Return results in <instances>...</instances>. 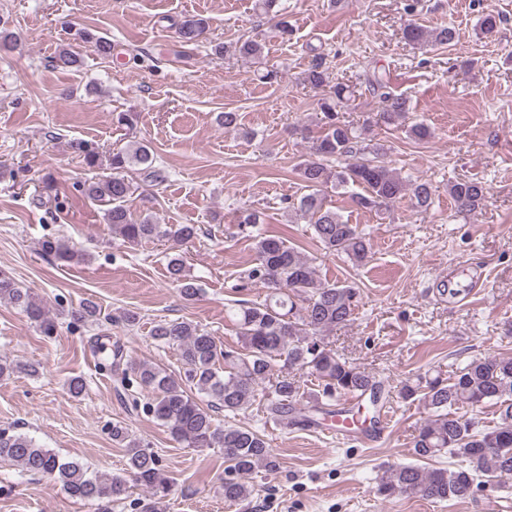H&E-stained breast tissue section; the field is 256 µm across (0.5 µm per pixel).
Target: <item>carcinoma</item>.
<instances>
[{"mask_svg":"<svg viewBox=\"0 0 512 512\" xmlns=\"http://www.w3.org/2000/svg\"><path fill=\"white\" fill-rule=\"evenodd\" d=\"M278 0H257L258 9L271 16L281 39L292 29L275 7ZM203 17L192 16L177 27L181 42L195 45L207 31ZM70 41L59 50L56 64L78 68L81 49L89 46L103 59L112 57V41L87 28H70ZM405 41L414 46H452L458 33L452 26L429 30L417 23L403 31ZM265 45L244 41L238 53L251 59L264 55ZM379 94L384 107L381 120L395 125L406 120L410 102L388 91L384 74L368 80ZM352 85L338 81L321 99L324 127L312 147L310 158L299 167L307 193L288 206V210L309 218L314 238L332 254L345 256L359 264L367 260L368 244L358 227L348 223L336 210L326 206L329 188L361 189L354 194L358 207L377 212L406 195L415 207L426 208L432 202L433 185L426 180L408 181L385 159L381 145H371L352 125L339 120V109L353 96ZM112 174L88 182L85 195L105 206L112 231L128 244L166 238L177 244L192 240L193 224H156L151 216L137 221L126 207L132 194L127 173L136 168L145 178L164 182L155 166L150 149L134 142L125 150L112 153ZM448 194L460 213H474L486 199L485 186L473 179H457L448 185ZM261 216L250 210L238 218V233L254 242V259L241 276L239 288L262 285L267 289L264 302L239 301L230 315L237 329V346H226L206 329L191 321L163 320L151 330L152 338L178 352L183 375L177 377L154 364L129 361L121 372V384L127 391L134 386L151 390L153 397L142 404L132 398V406L143 407L167 428L171 436L187 448H220L224 451V501L247 500L254 488L246 482L257 469L273 472L278 462L263 435L251 427L231 422L254 404L264 405L266 413L283 426L301 421L319 426L322 419L335 413L336 402L344 398L369 397L372 406L380 399L381 385L376 376L327 347L326 335L348 324L356 307L357 291L350 285L328 283L315 274L313 259L282 236L260 227ZM42 252L70 263L79 251L59 240L47 239ZM168 273L185 301H193L201 288L185 274L181 255L168 261ZM19 308L40 332L51 336L56 322L38 303L28 288L0 271V302ZM279 372H274L276 362ZM317 381V389L301 391L297 372ZM210 399L204 407L186 387ZM404 400L418 399L428 410L426 420L415 430L412 448L419 459H432L444 453L457 459L454 468L426 469L416 464H391L378 477L377 492L383 497L414 494L435 501L466 499L478 477L500 485L512 479V358L486 356L475 358L454 376L428 378L425 385L405 382L399 390ZM493 402L499 405V423L492 429H480L471 418L455 409H471ZM224 411V425L214 422L211 409ZM112 439L125 444L124 474L111 477L90 475L79 463L62 459L32 437L0 429V460H9L29 475H44L59 482L66 493L80 501L98 503L99 512H112V503L126 495L128 481L147 489L152 497L146 512H158L168 497L171 481L161 467L158 455L129 438L122 425L112 426Z\"/></svg>","mask_w":512,"mask_h":512,"instance_id":"1","label":"carcinoma"}]
</instances>
